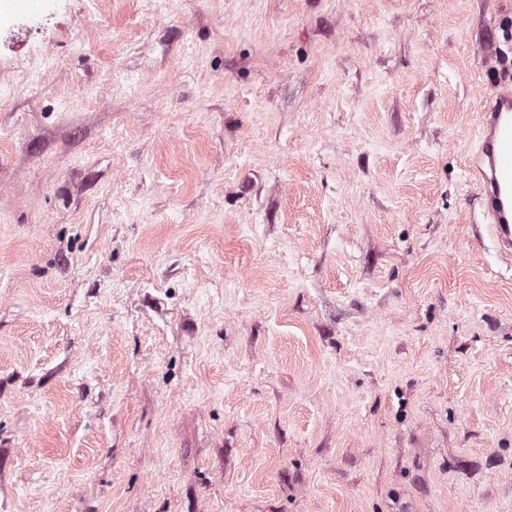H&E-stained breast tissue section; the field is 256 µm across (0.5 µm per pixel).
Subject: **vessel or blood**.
<instances>
[{"instance_id":"vessel-or-blood-1","label":"vessel or blood","mask_w":512,"mask_h":512,"mask_svg":"<svg viewBox=\"0 0 512 512\" xmlns=\"http://www.w3.org/2000/svg\"><path fill=\"white\" fill-rule=\"evenodd\" d=\"M472 175L486 224L499 251L512 257V80L490 99L473 150Z\"/></svg>"}]
</instances>
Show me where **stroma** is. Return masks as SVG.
Returning <instances> with one entry per match:
<instances>
[{
  "label": "stroma",
  "instance_id": "1",
  "mask_svg": "<svg viewBox=\"0 0 512 512\" xmlns=\"http://www.w3.org/2000/svg\"><path fill=\"white\" fill-rule=\"evenodd\" d=\"M510 24L0 0V512H512ZM507 82V83H506ZM472 176L486 224L499 253L512 257V80L506 79L487 104L473 150Z\"/></svg>",
  "mask_w": 512,
  "mask_h": 512
}]
</instances>
